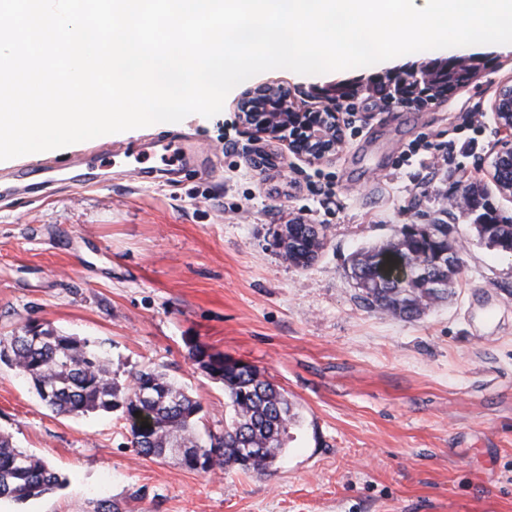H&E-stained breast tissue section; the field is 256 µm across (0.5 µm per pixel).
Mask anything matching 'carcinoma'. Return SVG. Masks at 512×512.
<instances>
[{
  "instance_id": "obj_1",
  "label": "carcinoma",
  "mask_w": 512,
  "mask_h": 512,
  "mask_svg": "<svg viewBox=\"0 0 512 512\" xmlns=\"http://www.w3.org/2000/svg\"><path fill=\"white\" fill-rule=\"evenodd\" d=\"M394 84L407 98L434 91L399 78ZM485 196L477 184L462 189L467 210L483 208L477 223L487 244L502 252L512 250V220L481 203ZM275 245L289 264L305 268L323 247V237L305 245L286 227L276 234ZM383 262L393 272L382 274ZM411 264L413 277L398 278L397 270ZM460 267L459 253H448L446 224L405 226L399 236L364 247L351 259L364 305L405 318L448 301ZM190 354L198 364L207 360L210 377L224 383L222 434L200 433V402L159 369H141L122 386L112 377L110 359L85 339L50 325L30 324L20 334L0 337V363L28 379L56 413L79 417L125 408L132 419V445L143 456L175 457L184 467L204 473L233 467L258 473L269 469L287 448L288 429L300 424L294 404L250 365L228 363L223 354L199 345L192 346ZM146 423L150 427H144ZM60 484L43 458L15 447L9 435L0 433V499L38 498Z\"/></svg>"
}]
</instances>
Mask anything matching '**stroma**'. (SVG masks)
Instances as JSON below:
<instances>
[{
	"mask_svg": "<svg viewBox=\"0 0 512 512\" xmlns=\"http://www.w3.org/2000/svg\"><path fill=\"white\" fill-rule=\"evenodd\" d=\"M469 56L453 94L399 101L376 89L392 68ZM344 146L311 163L286 142L249 136L239 102L288 89L327 105L337 83ZM512 86V46L420 51L368 67L259 73L222 111L0 161V336L48 324L106 350L119 381L155 367L200 401V430L224 429V385L191 345L254 366L284 389L303 423L267 473L208 474L139 455L123 409L73 418L45 407L0 364V432L44 458L59 488L0 500V512H512V257L452 207L483 186L500 214L512 196L492 180L507 142L492 103ZM154 137L195 148L163 165ZM111 143L112 153L100 146ZM443 219L462 245L448 303L416 319L366 307L350 273L359 248L403 226ZM313 224L324 247L306 268L278 253L282 225Z\"/></svg>",
	"mask_w": 512,
	"mask_h": 512,
	"instance_id": "obj_1",
	"label": "stroma"
}]
</instances>
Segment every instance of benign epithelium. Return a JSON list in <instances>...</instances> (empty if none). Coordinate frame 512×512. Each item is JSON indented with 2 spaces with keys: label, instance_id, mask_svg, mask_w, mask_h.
I'll list each match as a JSON object with an SVG mask.
<instances>
[{
  "label": "benign epithelium",
  "instance_id": "benign-epithelium-1",
  "mask_svg": "<svg viewBox=\"0 0 512 512\" xmlns=\"http://www.w3.org/2000/svg\"><path fill=\"white\" fill-rule=\"evenodd\" d=\"M492 112L501 130L512 131V87L499 90ZM240 119L255 136L277 138L286 131L289 147L309 162L331 159L344 144L340 118L336 108L300 111L295 108L291 94L284 88L259 87L247 93L240 102ZM497 165L493 179L498 188L512 193V146L506 144L496 154Z\"/></svg>",
  "mask_w": 512,
  "mask_h": 512
}]
</instances>
